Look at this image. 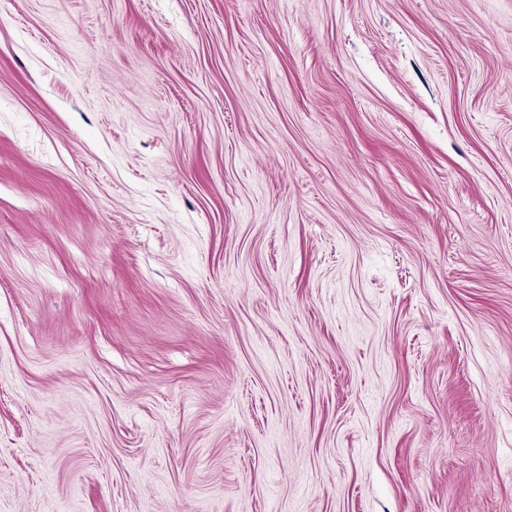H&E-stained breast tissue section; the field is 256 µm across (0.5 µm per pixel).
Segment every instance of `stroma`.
<instances>
[{"label": "stroma", "mask_w": 512, "mask_h": 512, "mask_svg": "<svg viewBox=\"0 0 512 512\" xmlns=\"http://www.w3.org/2000/svg\"><path fill=\"white\" fill-rule=\"evenodd\" d=\"M0 512H512V0H0Z\"/></svg>", "instance_id": "stroma-1"}]
</instances>
